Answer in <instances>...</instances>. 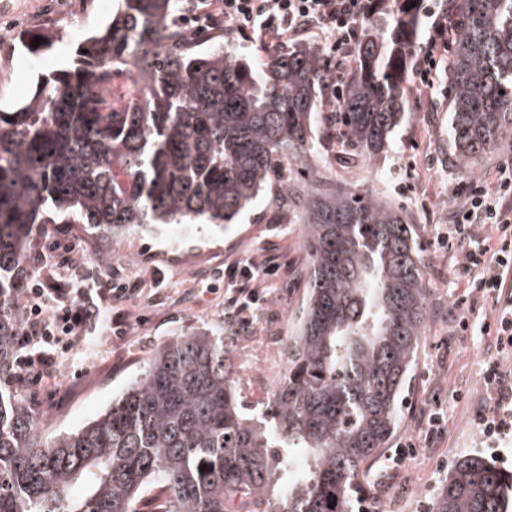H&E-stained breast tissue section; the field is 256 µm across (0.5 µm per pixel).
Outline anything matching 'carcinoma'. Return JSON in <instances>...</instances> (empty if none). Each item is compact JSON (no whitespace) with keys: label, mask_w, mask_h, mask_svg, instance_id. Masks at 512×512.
Wrapping results in <instances>:
<instances>
[{"label":"carcinoma","mask_w":512,"mask_h":512,"mask_svg":"<svg viewBox=\"0 0 512 512\" xmlns=\"http://www.w3.org/2000/svg\"><path fill=\"white\" fill-rule=\"evenodd\" d=\"M416 6H410V3ZM176 0H119L78 44L73 66L0 112V512H353L368 464L400 422L401 394L425 323V270L412 224L355 190L300 194L331 79L314 47L254 61L178 22ZM448 82V138L473 173L512 122V0H462ZM421 0H395L390 26L353 49L336 121L348 158L388 150L406 113ZM45 42L32 46L34 37ZM38 56L56 41L22 34ZM209 42L205 49L197 45ZM137 93L114 102L112 82ZM267 194L303 212L307 294L288 369L269 404L248 409L224 337L162 342L110 408L45 438L14 387V304L44 224L117 236L137 225L231 224ZM310 461L291 477L292 453ZM86 483L80 497L72 488ZM512 472L457 461L433 512H508Z\"/></svg>","instance_id":"cac0c4a2"}]
</instances>
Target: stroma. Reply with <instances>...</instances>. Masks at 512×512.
<instances>
[{
	"label": "stroma",
	"mask_w": 512,
	"mask_h": 512,
	"mask_svg": "<svg viewBox=\"0 0 512 512\" xmlns=\"http://www.w3.org/2000/svg\"><path fill=\"white\" fill-rule=\"evenodd\" d=\"M0 11V110L28 102L40 76L70 68L79 40L104 26L109 13L98 0H8ZM50 27L59 34L52 48L32 57L18 33ZM449 60H442L430 89L410 92L408 114L395 129L389 149L374 160L344 162L343 130L333 107L320 104L315 135L318 156L311 188L367 192L399 208L413 224L425 265L426 320L406 392L401 426L392 446L361 482L358 504L368 512H426L432 507L456 460L483 451L476 422L491 398L482 370L495 357L491 337L457 335L451 317L462 292L455 250L441 249L437 235L466 183L448 141ZM59 266L62 285L86 278L97 286L118 279L134 293L113 301L97 330L70 353L60 355L52 379L28 376L18 384L43 417L48 434L71 432L112 404V397L138 376L156 347L172 336L207 330L224 338V352L251 408L265 406L286 372V338L306 295L307 270L301 224L275 215L258 198L236 223L171 224L159 234L134 231L120 237L95 233L83 224L40 228L28 261ZM274 266L258 281L262 303L249 306V325L230 316L228 302L242 282L227 280L233 266ZM124 317L123 332L113 322ZM441 412L443 432L429 430L430 412Z\"/></svg>",
	"instance_id": "1"
}]
</instances>
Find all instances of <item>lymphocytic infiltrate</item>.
Returning a JSON list of instances; mask_svg holds the SVG:
<instances>
[{
    "label": "lymphocytic infiltrate",
    "mask_w": 512,
    "mask_h": 512,
    "mask_svg": "<svg viewBox=\"0 0 512 512\" xmlns=\"http://www.w3.org/2000/svg\"><path fill=\"white\" fill-rule=\"evenodd\" d=\"M203 10H218L230 28L261 47L283 46L311 33L326 43L330 57L344 61L353 51L360 30L375 13L374 0H199ZM429 21L426 44L416 60V89L433 84L442 56L461 25L458 0H430L423 9ZM458 204L451 222L437 236L443 248L457 251V270L471 302L491 300L493 315L470 321L455 317L459 332L479 331L493 337L497 359L488 361L483 380L495 390L489 407L478 411L477 423L486 447L498 449L512 439V377L499 359L512 355V161L500 163L493 176L457 188ZM131 290L123 282L91 295L60 287L53 271L40 266L22 291L21 344L32 352L20 359V370L53 377L56 349L67 350L83 340L88 324L98 320L108 300Z\"/></svg>",
    "instance_id": "1"
}]
</instances>
